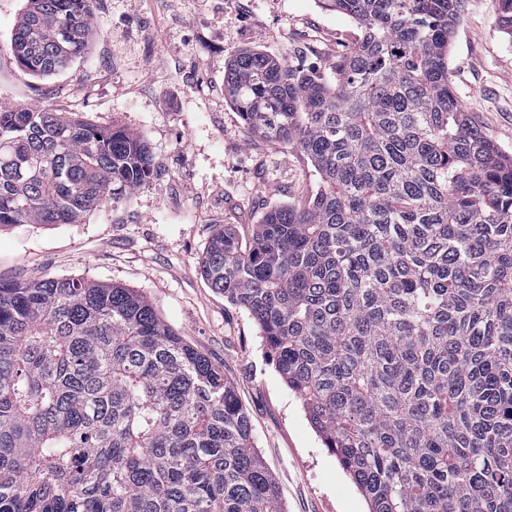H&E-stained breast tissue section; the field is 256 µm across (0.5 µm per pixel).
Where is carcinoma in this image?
<instances>
[{
	"label": "carcinoma",
	"mask_w": 512,
	"mask_h": 512,
	"mask_svg": "<svg viewBox=\"0 0 512 512\" xmlns=\"http://www.w3.org/2000/svg\"><path fill=\"white\" fill-rule=\"evenodd\" d=\"M93 0H26L17 63L79 59ZM463 0H321L356 42L321 76L243 49L224 94L319 187L232 224L200 270L244 308L369 512H512V156L448 51ZM148 146L0 103V228L73 224L149 184ZM0 512H284L224 371L131 288L0 279Z\"/></svg>",
	"instance_id": "cac0c4a2"
}]
</instances>
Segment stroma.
I'll use <instances>...</instances> for the list:
<instances>
[{"label": "stroma", "instance_id": "obj_1", "mask_svg": "<svg viewBox=\"0 0 512 512\" xmlns=\"http://www.w3.org/2000/svg\"><path fill=\"white\" fill-rule=\"evenodd\" d=\"M24 2L0 0V101L134 130L150 148L155 176L77 223L0 229V278L83 276L140 292L223 367L285 512H367L277 372L257 324L199 267L217 229L233 224L249 235L271 206L305 203L318 189L299 151L249 134L225 100L229 56L241 48L293 55L330 76L354 43V24L318 0H96L84 58L38 79L10 48ZM498 17L499 0H465L448 68L472 123L512 155V36Z\"/></svg>", "mask_w": 512, "mask_h": 512}]
</instances>
